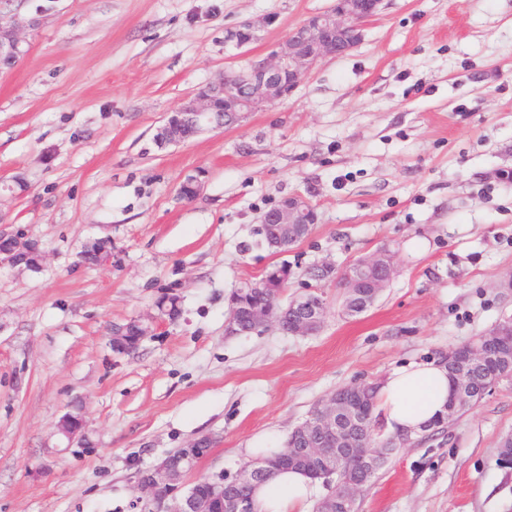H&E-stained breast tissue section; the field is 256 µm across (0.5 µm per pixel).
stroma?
Returning a JSON list of instances; mask_svg holds the SVG:
<instances>
[{"mask_svg": "<svg viewBox=\"0 0 512 512\" xmlns=\"http://www.w3.org/2000/svg\"><path fill=\"white\" fill-rule=\"evenodd\" d=\"M334 0H0L28 53L0 71V234L37 240L0 267V512H155L139 471L194 440L182 488L284 447L330 393L439 360L512 316V0H386L357 47L290 96L175 146L163 116L268 58ZM273 25H265L268 16ZM258 24L237 49L227 28ZM200 193L179 197L186 176ZM298 194L310 235L270 247L263 214ZM110 236L111 264L78 253ZM389 247L398 271L365 314L337 274ZM288 265L321 331L229 335V297ZM331 265L317 279L314 268ZM177 297L176 319L157 301ZM152 328L113 352L112 327ZM82 411L85 434H59ZM512 381L394 451L356 512H512Z\"/></svg>", "mask_w": 512, "mask_h": 512, "instance_id": "35a3bbf8", "label": "stroma"}]
</instances>
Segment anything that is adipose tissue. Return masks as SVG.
Masks as SVG:
<instances>
[{"label":"adipose tissue","mask_w":512,"mask_h":512,"mask_svg":"<svg viewBox=\"0 0 512 512\" xmlns=\"http://www.w3.org/2000/svg\"><path fill=\"white\" fill-rule=\"evenodd\" d=\"M449 381L446 367L439 363L412 364L393 369L379 388V411L387 434L418 436L444 414ZM312 482L295 470L274 474L260 485L255 497L261 512H288L309 498Z\"/></svg>","instance_id":"ef3b65f1"}]
</instances>
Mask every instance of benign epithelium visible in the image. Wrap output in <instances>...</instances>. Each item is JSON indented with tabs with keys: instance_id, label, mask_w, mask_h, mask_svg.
<instances>
[{
	"instance_id": "benign-epithelium-1",
	"label": "benign epithelium",
	"mask_w": 512,
	"mask_h": 512,
	"mask_svg": "<svg viewBox=\"0 0 512 512\" xmlns=\"http://www.w3.org/2000/svg\"><path fill=\"white\" fill-rule=\"evenodd\" d=\"M384 0H336L332 9L314 14L289 31L285 40L272 51L271 57L249 63L207 84L170 113L155 135L163 146L170 143L169 129L188 127L203 130L212 123V113H224V122L231 125L245 114L261 109L265 104L291 95L307 73L322 59L335 58L362 39L364 24L383 10ZM16 23H0V65L10 66L23 57L24 40ZM257 39V26L245 21L226 31L224 42L236 49ZM314 206L303 196L294 195L281 201L263 216V233L269 246L285 249L300 237L306 227L316 223ZM100 247V263H112V240L98 238L84 245L83 250ZM42 250L39 243L15 235L0 237V265L39 266ZM396 272L394 255L387 249L371 257L355 260L339 276L344 289L343 314L357 316L367 311L380 292L388 286ZM290 270L281 265L267 272L263 279L249 284L251 288H268L270 283L284 288ZM246 290L235 289L230 296V317L225 329L228 334H241L239 320L246 309ZM323 295L311 290L288 304L290 334L317 333L326 315ZM280 308L255 307L250 310L251 330L281 326ZM150 334V327L139 320L112 327V348L127 352ZM442 363L455 370L446 413L434 426L451 422L456 415L474 407L475 386L472 374L484 370L480 394L486 395L504 380L501 366L512 364V317L497 322L483 336L453 347L442 356ZM358 383L337 389L322 401L310 417L293 431V438L280 456L259 460L243 467L230 482L208 481L209 490L192 487L180 494L182 466L191 465L208 455L212 442L207 437L194 441L182 450L181 464L166 459L158 466L138 475L142 493L158 504L173 502L164 512H256L254 496L237 495L233 488H257L274 468L300 465L315 481H321L327 494L318 512H354L356 496L364 479L374 474L393 452L391 448L364 443L360 437L374 422L373 404L366 401ZM86 422L82 413L66 414L60 432L69 440L80 435Z\"/></svg>"
}]
</instances>
